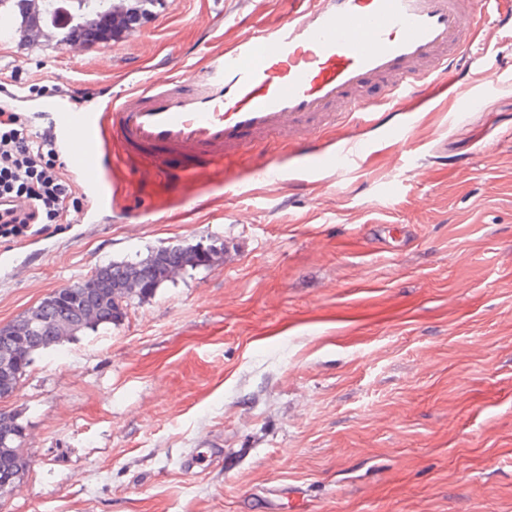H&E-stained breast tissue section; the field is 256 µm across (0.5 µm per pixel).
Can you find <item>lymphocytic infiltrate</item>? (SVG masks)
Returning <instances> with one entry per match:
<instances>
[{
	"instance_id": "lymphocytic-infiltrate-1",
	"label": "lymphocytic infiltrate",
	"mask_w": 512,
	"mask_h": 512,
	"mask_svg": "<svg viewBox=\"0 0 512 512\" xmlns=\"http://www.w3.org/2000/svg\"><path fill=\"white\" fill-rule=\"evenodd\" d=\"M49 128L28 125L11 104L0 102V238L14 241L70 224V204L80 191L60 172Z\"/></svg>"
}]
</instances>
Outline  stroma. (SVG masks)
<instances>
[{"label":"stroma","instance_id":"35a3bbf8","mask_svg":"<svg viewBox=\"0 0 512 512\" xmlns=\"http://www.w3.org/2000/svg\"><path fill=\"white\" fill-rule=\"evenodd\" d=\"M289 9L163 0L76 57L9 35L0 83L34 103L54 84L117 93ZM473 54L500 85L412 106L408 142L350 120L321 134L326 154L375 144L348 175L295 184L304 157L273 144V181L250 156L170 187L120 166L114 205L150 200L142 223H86L83 197L74 223L0 239V326L100 266L222 246L119 324L35 354L5 404L25 468L0 512H512V33Z\"/></svg>","mask_w":512,"mask_h":512}]
</instances>
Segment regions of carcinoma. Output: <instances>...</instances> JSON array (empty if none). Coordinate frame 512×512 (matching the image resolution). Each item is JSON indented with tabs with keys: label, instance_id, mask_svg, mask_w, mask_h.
<instances>
[{
	"label": "carcinoma",
	"instance_id": "carcinoma-1",
	"mask_svg": "<svg viewBox=\"0 0 512 512\" xmlns=\"http://www.w3.org/2000/svg\"><path fill=\"white\" fill-rule=\"evenodd\" d=\"M109 12L108 0H42L38 18L41 27L59 45L66 44L73 33L97 25V18ZM32 17L30 0H0V21L14 34L29 32ZM217 253L215 244L203 246H164L150 251L137 261L112 262L99 267L82 281L56 290L44 297L27 314L0 326V356L13 348L17 336L27 337L26 349L12 368L0 371V385L19 386L33 355L60 343L53 332L33 333L32 320L55 326L62 323L71 335L94 330L103 324H115L125 316L128 305L156 293L172 274L187 267L206 266ZM25 426L17 414L0 409V474L22 471V446Z\"/></svg>",
	"mask_w": 512,
	"mask_h": 512
}]
</instances>
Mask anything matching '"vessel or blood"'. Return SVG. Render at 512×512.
<instances>
[{"label": "vessel or blood", "instance_id": "obj_1", "mask_svg": "<svg viewBox=\"0 0 512 512\" xmlns=\"http://www.w3.org/2000/svg\"><path fill=\"white\" fill-rule=\"evenodd\" d=\"M275 27L172 66L120 95L80 109L41 101L36 126L51 127L59 151L89 199L86 221L112 209L105 185L113 168L139 161L143 184L188 182L250 146L281 142L297 150L345 115L372 122L380 107L430 90L469 87L471 48L491 15L512 32V0H295ZM370 145L351 140L340 169Z\"/></svg>", "mask_w": 512, "mask_h": 512}]
</instances>
